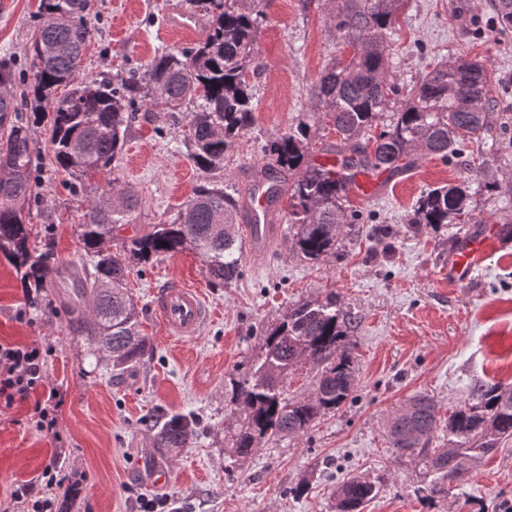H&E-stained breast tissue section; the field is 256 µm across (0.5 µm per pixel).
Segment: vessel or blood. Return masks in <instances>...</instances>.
I'll list each match as a JSON object with an SVG mask.
<instances>
[{
  "instance_id": "1",
  "label": "vessel or blood",
  "mask_w": 512,
  "mask_h": 512,
  "mask_svg": "<svg viewBox=\"0 0 512 512\" xmlns=\"http://www.w3.org/2000/svg\"><path fill=\"white\" fill-rule=\"evenodd\" d=\"M280 196L268 187L253 189L245 204V219L240 230L248 239L252 255H263L274 231L272 217L281 209ZM501 241L495 228L485 231L467 230L456 237L454 249L448 255V280L457 285L470 282L481 258ZM150 313L165 334L180 341L197 338L205 324L214 320L215 310L204 301L201 293L187 283L169 279L153 292Z\"/></svg>"
}]
</instances>
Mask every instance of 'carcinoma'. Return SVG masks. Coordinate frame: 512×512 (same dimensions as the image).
I'll list each match as a JSON object with an SVG mask.
<instances>
[{
  "instance_id": "carcinoma-1",
  "label": "carcinoma",
  "mask_w": 512,
  "mask_h": 512,
  "mask_svg": "<svg viewBox=\"0 0 512 512\" xmlns=\"http://www.w3.org/2000/svg\"><path fill=\"white\" fill-rule=\"evenodd\" d=\"M211 13L207 37L194 48L155 57L143 75L113 80H78L86 47L95 27L87 18L90 0H41L39 23L27 52L30 78L21 93L8 66L0 64V112L31 107L48 125L54 159L62 172L75 177L83 190L90 173H104L117 163L127 137L134 95L149 112H180L193 103L189 116V156L196 167L214 176L224 168V155L251 126L249 74L255 69L256 33L266 0H192ZM403 0H336L330 21L340 44L355 50L346 62L333 59L313 88L315 107L335 126L338 164L325 166L307 155L311 114L304 113L287 131L263 147L262 176L288 195V222L293 247L305 261L316 263L336 252L344 225L358 214L350 209V186L363 170L392 174L408 167L419 152L446 158L479 138L495 112L490 95L495 78L480 61L459 57L435 66L410 90L402 105L386 51ZM496 21L512 29V0H497ZM69 91L56 96L59 87ZM383 124L377 120L383 115ZM379 128L374 134L372 130ZM366 137L361 144L359 139ZM0 252L21 279L44 287L55 268L48 257L31 248L25 211L36 204V164L29 123L18 119L0 141ZM472 198L466 183L430 189L414 206L411 228L438 229L467 215ZM141 199L130 187L108 185L93 196L81 224L80 237L94 273L77 283L78 298L90 304V316L69 307V329L108 353L112 369L136 363L149 348L138 329V314L125 292L132 260L180 253L197 254L215 284H231L241 272L242 242L235 233L239 201L210 180L202 185L170 224L122 242L107 244L117 225L133 223ZM354 321L337 309L336 296L302 302L264 333L261 351L249 373L232 379L230 403L243 416L228 451L237 463L247 459L261 441L307 432L322 415L337 409L355 384L351 342ZM309 362L318 370L311 395L290 400L283 386L288 374ZM187 415L167 418L156 434V447L181 448L194 433ZM437 429L434 404L413 400L410 414L388 424L389 440L398 457L418 455L435 475L429 490L446 496L452 485L466 480L473 461L512 439V386L479 384L471 400L448 416L450 447L430 451ZM377 494L374 482L361 476L342 481L336 512H359Z\"/></svg>"
}]
</instances>
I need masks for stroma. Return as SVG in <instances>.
Instances as JSON below:
<instances>
[{
  "instance_id": "stroma-1",
  "label": "stroma",
  "mask_w": 512,
  "mask_h": 512,
  "mask_svg": "<svg viewBox=\"0 0 512 512\" xmlns=\"http://www.w3.org/2000/svg\"><path fill=\"white\" fill-rule=\"evenodd\" d=\"M495 0H403L389 64L402 90L434 65L459 57L483 61L497 82L499 106L482 139L441 159L413 155L411 166L386 189L358 204L359 221L343 228L336 254L320 263L293 251L287 216L261 259L243 256L231 285L213 284L191 251L132 263L128 293L139 329L150 340L138 363L112 371L105 353L68 328L65 299L93 267L80 238L91 198L69 188L58 172L46 125L35 124L39 202L31 211L30 243L50 253L64 279L49 280L36 303L13 265L0 256V343L39 348L44 388L11 407L0 406V501L19 483H39L50 462L66 475L56 512H153L170 496L176 512H336V490L353 475L379 488L361 512H503L512 505V445L471 465L448 496H428L431 481L419 458L394 457L387 425L416 396L430 397L440 418L473 387L512 385V248L489 255L466 285L448 282L455 228L416 233L407 219L427 189L470 181L472 224L512 223V32L496 26ZM40 0H0V61L16 79L29 73ZM332 0H268L250 76L254 121L224 157L219 178L229 193L247 196L264 164L262 148L276 133L311 112L314 83L341 51L332 35ZM98 34L83 77L122 76L144 69L155 55L196 46L208 14L191 0H92ZM195 19L186 36L173 17ZM184 114L135 109L120 158L111 172L91 176L138 191L141 205L123 236L173 222L205 175L188 157ZM175 277L199 288L218 319L195 340L166 336L149 315L153 290ZM335 294L358 323L352 340L356 386L338 409L304 435L262 441L236 468L224 450L241 425L228 399L230 379L247 372L260 334L303 300ZM62 402L57 432L37 427L49 389ZM197 420L181 448L155 445L160 415ZM165 470V484L149 473Z\"/></svg>"
}]
</instances>
